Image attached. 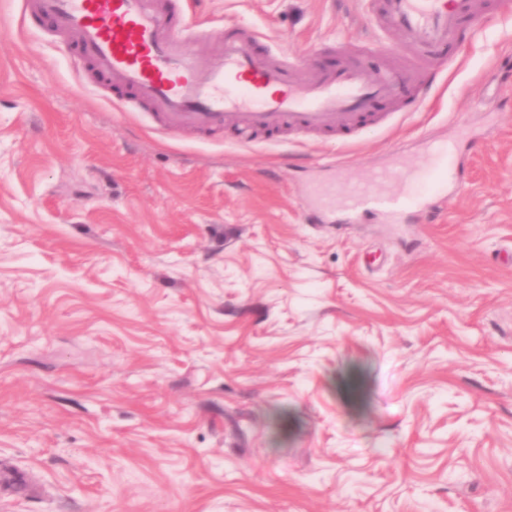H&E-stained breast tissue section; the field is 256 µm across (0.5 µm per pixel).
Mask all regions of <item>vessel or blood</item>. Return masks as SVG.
Returning <instances> with one entry per match:
<instances>
[{
  "label": "vessel or blood",
  "instance_id": "b4317fda",
  "mask_svg": "<svg viewBox=\"0 0 512 512\" xmlns=\"http://www.w3.org/2000/svg\"><path fill=\"white\" fill-rule=\"evenodd\" d=\"M363 5L375 37L396 31L425 57L454 56L466 32L487 14L484 0H363ZM24 17L48 21L74 37L101 75L148 103L166 128H231L244 144L255 134L286 128L326 133L341 142L366 127L384 128L391 117L374 106L393 98L403 82L396 70L372 71L360 63L297 80L300 58L256 50L259 35L248 29L223 30L222 55L208 62L190 48L189 24L168 15L157 0H34ZM453 154V144L444 141L418 156L359 168L344 185L316 187L314 204L325 213L341 211L351 221L371 205L391 216L405 204L425 208L417 189L423 178L462 184L460 167L450 162ZM392 185L397 193H389ZM6 490L27 493L26 471L1 466L0 491Z\"/></svg>",
  "mask_w": 512,
  "mask_h": 512
}]
</instances>
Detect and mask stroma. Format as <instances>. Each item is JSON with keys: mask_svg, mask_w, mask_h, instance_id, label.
I'll return each mask as SVG.
<instances>
[{"mask_svg": "<svg viewBox=\"0 0 512 512\" xmlns=\"http://www.w3.org/2000/svg\"><path fill=\"white\" fill-rule=\"evenodd\" d=\"M191 47L426 80L351 144L167 131L0 0V512H512V15L455 64L358 0H159ZM456 139L432 209L305 221L308 187ZM28 476L26 471L8 467L4 464L0 468V491L1 495L4 491H12L22 495L29 491Z\"/></svg>", "mask_w": 512, "mask_h": 512, "instance_id": "1", "label": "stroma"}]
</instances>
